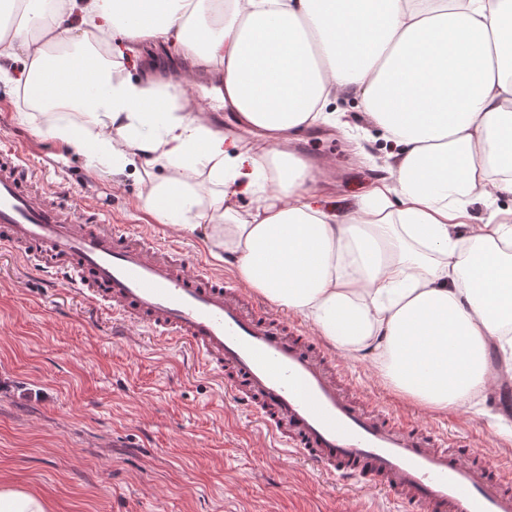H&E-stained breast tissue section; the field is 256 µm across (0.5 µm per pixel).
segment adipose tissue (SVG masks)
I'll use <instances>...</instances> for the list:
<instances>
[{
  "instance_id": "ef3b65f1",
  "label": "adipose tissue",
  "mask_w": 512,
  "mask_h": 512,
  "mask_svg": "<svg viewBox=\"0 0 512 512\" xmlns=\"http://www.w3.org/2000/svg\"><path fill=\"white\" fill-rule=\"evenodd\" d=\"M0 26V80L24 54L19 90L54 104L46 135L108 162L138 158L156 220L273 305L300 315L415 405L445 412L489 391L487 349L512 356V0H18ZM85 50L50 53L40 34ZM146 39L183 50L177 82H134L96 44ZM261 138L227 139L170 110L198 68ZM360 99L396 149L386 177L339 214L308 202L310 166L289 144L338 126L337 96ZM81 110L89 125L68 116ZM278 143L275 153L265 142ZM247 194L255 205L237 206ZM493 203L486 223L472 207ZM468 227L460 235V227Z\"/></svg>"
}]
</instances>
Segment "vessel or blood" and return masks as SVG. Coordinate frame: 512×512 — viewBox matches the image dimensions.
Returning <instances> with one entry per match:
<instances>
[{
  "instance_id": "vessel-or-blood-1",
  "label": "vessel or blood",
  "mask_w": 512,
  "mask_h": 512,
  "mask_svg": "<svg viewBox=\"0 0 512 512\" xmlns=\"http://www.w3.org/2000/svg\"><path fill=\"white\" fill-rule=\"evenodd\" d=\"M0 249L188 348L223 379L225 400L252 412L289 457L383 491L402 512H512V470L500 461L359 395L308 331L225 284L180 241L107 225L96 203L38 185L6 138Z\"/></svg>"
}]
</instances>
